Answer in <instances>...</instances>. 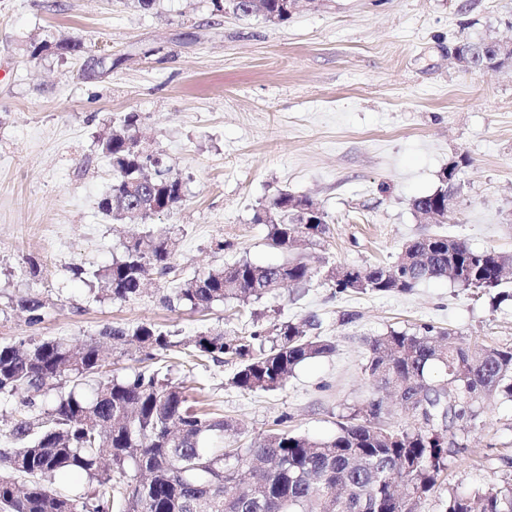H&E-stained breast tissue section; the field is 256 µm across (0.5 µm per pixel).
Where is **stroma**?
Instances as JSON below:
<instances>
[{"label":"stroma","mask_w":512,"mask_h":512,"mask_svg":"<svg viewBox=\"0 0 512 512\" xmlns=\"http://www.w3.org/2000/svg\"><path fill=\"white\" fill-rule=\"evenodd\" d=\"M81 37L110 54L112 70L85 80L82 62L30 58L34 40ZM512 38V0H310L281 24L214 13L211 0H0V345L32 339L99 341L105 371L126 376L142 354L101 337L103 327L151 324L182 337L229 336L314 320L333 354L301 366L284 386L245 394L230 386L231 360L170 379L230 425L224 445L243 448L281 429L334 434L339 416L373 397L368 343L390 330L431 325L471 341L512 346V301L447 280L408 292H336L337 266L396 262L408 241L443 234L512 255V69L469 73L451 55L465 39ZM139 117L138 135L183 181V200L147 225L99 208L112 169L98 138ZM457 163L447 223L425 224L415 197L433 192ZM310 197L328 230L304 245L315 272L237 310L205 312L161 300L171 280L151 275L143 294L117 303L96 271L125 254L144 229L169 240L171 279L242 260L275 264L255 215L281 192ZM44 301L40 323L19 301ZM465 448L448 462L462 487L512 472V401L485 402Z\"/></svg>","instance_id":"1"}]
</instances>
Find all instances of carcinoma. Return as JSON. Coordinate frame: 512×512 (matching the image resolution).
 Here are the masks:
<instances>
[{"label":"carcinoma","mask_w":512,"mask_h":512,"mask_svg":"<svg viewBox=\"0 0 512 512\" xmlns=\"http://www.w3.org/2000/svg\"><path fill=\"white\" fill-rule=\"evenodd\" d=\"M212 5L217 12L249 16L254 2L212 0ZM261 5L280 23L290 18L283 0H261ZM29 52L33 59L48 52L79 56L86 80L112 71L110 62L103 71L88 62L91 54L80 38L33 41ZM137 121V114H128L98 143L115 174L99 207L132 224L173 209L183 196L181 179L163 168L161 155L130 150ZM451 198L443 184L415 198L413 208L419 214L442 209ZM295 199L309 202L281 193L268 208L284 216ZM327 218L318 207L314 224H270V245L288 252L319 239ZM401 255V265L334 267L327 277L340 293L405 292L426 280L490 293L502 287L499 271L512 263V256L438 234L407 242ZM170 258L165 236L134 238L122 260L96 274L101 291L114 301L133 300L142 293L148 270L161 278L172 273ZM312 276L301 258L269 265L239 261L182 282L163 300L192 311L232 300L247 306L273 292L279 280L300 285ZM44 307L38 298L21 301L33 325L41 322ZM101 335L117 345H138L147 361L186 350L202 366L227 355L237 361L231 384L244 393L275 391L300 365L335 350L293 322L234 338L209 330L179 339L145 324L107 327ZM369 353L365 371L376 390L391 387L421 402L412 410L414 424H382L383 409L372 398L341 417L327 439L280 430L246 448L224 450L209 446L224 433V417L194 409L185 388L160 367L105 377L95 342L0 346V395L24 394L31 407L48 399L42 413L17 420L14 447L0 448V512H348L337 504L338 489L365 512H418L422 499L441 485L448 456L464 447L462 436L481 422L485 400L496 394L512 398V347L479 344L425 325L377 336ZM69 471L86 475L85 494L71 498L55 485ZM18 474L30 481L19 483ZM442 512H512V481L450 487Z\"/></svg>","instance_id":"cac0c4a2"}]
</instances>
